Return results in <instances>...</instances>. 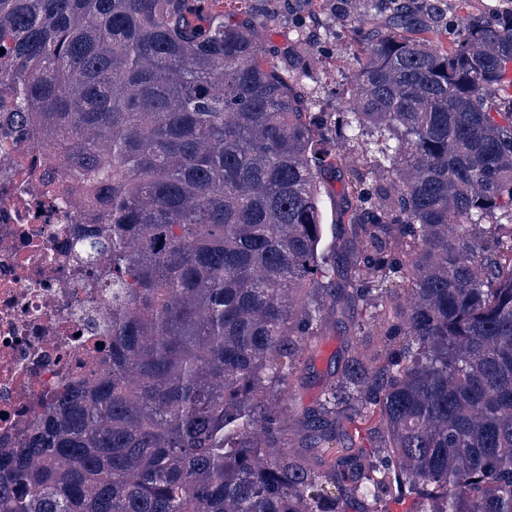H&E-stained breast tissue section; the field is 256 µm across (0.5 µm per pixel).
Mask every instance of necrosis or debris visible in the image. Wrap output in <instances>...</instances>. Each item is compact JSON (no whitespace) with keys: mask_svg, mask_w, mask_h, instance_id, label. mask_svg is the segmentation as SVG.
Segmentation results:
<instances>
[{"mask_svg":"<svg viewBox=\"0 0 512 512\" xmlns=\"http://www.w3.org/2000/svg\"><path fill=\"white\" fill-rule=\"evenodd\" d=\"M45 151L34 132L0 141L1 448L45 417L58 392L92 378L112 337V287L94 277L112 254L76 248L102 226L75 193L45 194L65 181Z\"/></svg>","mask_w":512,"mask_h":512,"instance_id":"obj_1","label":"necrosis or debris"}]
</instances>
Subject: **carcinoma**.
<instances>
[{"label":"carcinoma","mask_w":512,"mask_h":512,"mask_svg":"<svg viewBox=\"0 0 512 512\" xmlns=\"http://www.w3.org/2000/svg\"><path fill=\"white\" fill-rule=\"evenodd\" d=\"M0 137L30 128L112 233V352L0 453V512H512V10L449 45L353 53L379 184L323 224L330 138L252 26L205 0H0ZM345 189L367 172L345 165ZM408 249L392 254L398 244ZM408 337L359 351L288 450L279 396L326 315ZM375 445L328 453L339 418Z\"/></svg>","instance_id":"obj_1"}]
</instances>
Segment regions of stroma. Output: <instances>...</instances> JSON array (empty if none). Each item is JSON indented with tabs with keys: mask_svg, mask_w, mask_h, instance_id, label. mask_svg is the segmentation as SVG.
Returning <instances> with one entry per match:
<instances>
[{
	"mask_svg": "<svg viewBox=\"0 0 512 512\" xmlns=\"http://www.w3.org/2000/svg\"><path fill=\"white\" fill-rule=\"evenodd\" d=\"M223 10L230 18L251 21L271 52L272 66L287 72L289 83L301 92L306 111L330 124L354 109L348 79L353 46L370 29L388 30L391 16L387 4L373 0H328L323 9L317 0H224ZM399 345L398 337L385 335L375 321H366L365 333L358 337L352 335L350 321L329 319L318 353L304 355L300 372L280 397L287 413L282 429L293 450L306 444L301 415L320 398L338 356L357 347L382 359Z\"/></svg>",
	"mask_w": 512,
	"mask_h": 512,
	"instance_id": "35a3bbf8",
	"label": "stroma"
}]
</instances>
